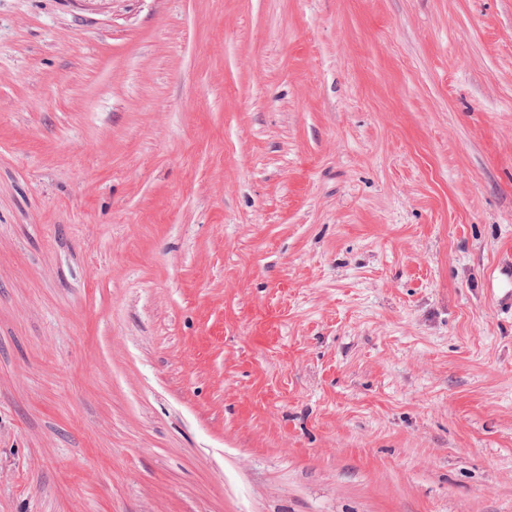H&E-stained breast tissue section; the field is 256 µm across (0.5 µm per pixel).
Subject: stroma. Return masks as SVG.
I'll return each mask as SVG.
<instances>
[{"instance_id": "35a3bbf8", "label": "stroma", "mask_w": 512, "mask_h": 512, "mask_svg": "<svg viewBox=\"0 0 512 512\" xmlns=\"http://www.w3.org/2000/svg\"><path fill=\"white\" fill-rule=\"evenodd\" d=\"M0 512H512V0H0Z\"/></svg>"}]
</instances>
